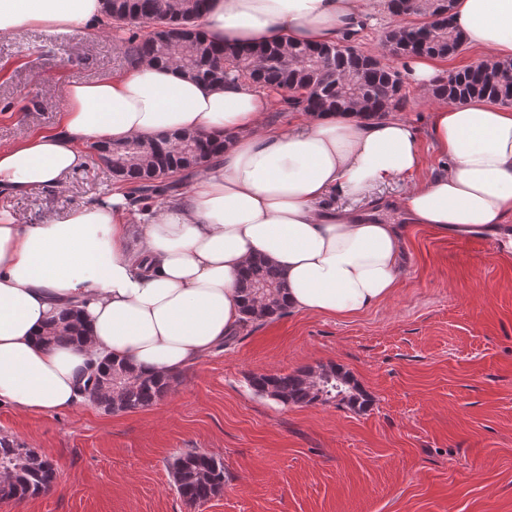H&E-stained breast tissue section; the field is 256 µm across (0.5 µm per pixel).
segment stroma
<instances>
[{
  "mask_svg": "<svg viewBox=\"0 0 512 512\" xmlns=\"http://www.w3.org/2000/svg\"><path fill=\"white\" fill-rule=\"evenodd\" d=\"M125 48L103 22L64 34H0V144L54 128L63 90L125 73ZM400 118L419 134L423 165L377 188L399 207L412 182L440 171L424 94L405 85ZM99 164L64 188L0 195L28 224L100 197ZM399 286L349 318L291 311L240 332L177 375L153 406L113 413L20 415L0 407V436L57 466L47 495L0 501V512H512V252L489 236L412 225ZM338 365L373 399L283 406L248 379ZM195 449L224 461V489L180 497L169 465Z\"/></svg>",
  "mask_w": 512,
  "mask_h": 512,
  "instance_id": "stroma-1",
  "label": "stroma"
}]
</instances>
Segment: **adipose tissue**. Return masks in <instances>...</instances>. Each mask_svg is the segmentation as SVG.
Segmentation results:
<instances>
[{"mask_svg": "<svg viewBox=\"0 0 512 512\" xmlns=\"http://www.w3.org/2000/svg\"><path fill=\"white\" fill-rule=\"evenodd\" d=\"M386 13L387 0H211L202 24L217 43L319 44ZM101 15L102 0H0V33L68 30ZM454 16L480 58L512 60V0H454ZM268 109L266 91L237 77L207 83L141 60L127 74L68 85L55 128L0 145V193L22 197L63 188L87 166L89 141L182 131L224 140L186 194L137 229L116 190L38 224L0 209V406L74 410L94 359L164 375L199 361L241 328L237 280L257 256L281 270L290 311L346 317L393 296L406 225L490 235L512 251V106L436 100L442 171L409 186L401 224L329 197L417 173L408 120L304 113L275 131L264 125ZM65 309L80 313L87 334L49 342Z\"/></svg>", "mask_w": 512, "mask_h": 512, "instance_id": "obj_1", "label": "adipose tissue"}]
</instances>
